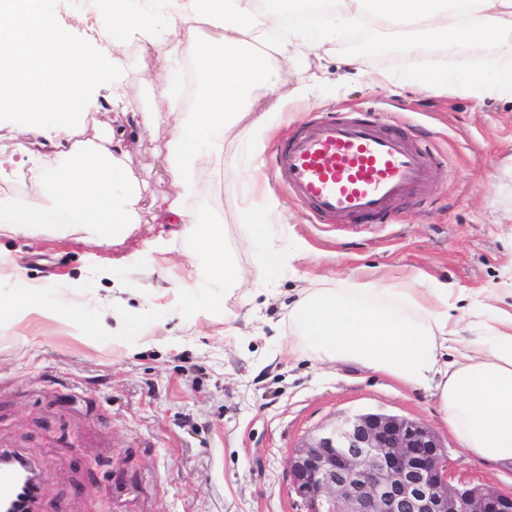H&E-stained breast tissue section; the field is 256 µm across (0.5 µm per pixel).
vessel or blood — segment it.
<instances>
[{
    "instance_id": "1",
    "label": "vessel or blood",
    "mask_w": 512,
    "mask_h": 512,
    "mask_svg": "<svg viewBox=\"0 0 512 512\" xmlns=\"http://www.w3.org/2000/svg\"><path fill=\"white\" fill-rule=\"evenodd\" d=\"M274 161L290 194L319 224L388 212L429 175L427 156L404 136L367 118L336 115L285 141ZM37 469L30 455L0 448V512L15 502L23 512H39V490L28 479Z\"/></svg>"
}]
</instances>
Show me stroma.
I'll return each instance as SVG.
<instances>
[{
    "instance_id": "35a3bbf8",
    "label": "stroma",
    "mask_w": 512,
    "mask_h": 512,
    "mask_svg": "<svg viewBox=\"0 0 512 512\" xmlns=\"http://www.w3.org/2000/svg\"><path fill=\"white\" fill-rule=\"evenodd\" d=\"M348 40L316 59L326 82L309 100L275 108L257 89L239 115L247 136L201 161L191 196L165 164L182 119L157 86L165 62L127 47L121 85L135 109L102 119L122 134V165L146 188L139 222L69 237L0 224V254L26 274L0 272V448L37 460L40 512H300L293 448L359 411L424 424L453 480L512 493V465L466 451L432 391L280 347L288 307L311 280L417 275L448 287L452 317L472 329L486 296L512 312V99L436 88L443 71L502 80L493 48L444 58L407 50L395 34L354 50ZM381 72L398 93L376 84ZM333 113L369 116L430 154L429 178L388 223L316 224L286 193L272 164L278 144ZM174 204L223 225L237 289L209 283L189 225L169 221ZM269 211L281 222L264 225ZM171 236L174 250L151 251ZM33 284L40 310L15 314Z\"/></svg>"
}]
</instances>
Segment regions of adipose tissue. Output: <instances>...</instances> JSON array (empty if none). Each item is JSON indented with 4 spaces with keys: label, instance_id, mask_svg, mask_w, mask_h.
<instances>
[{
    "label": "adipose tissue",
    "instance_id": "adipose-tissue-1",
    "mask_svg": "<svg viewBox=\"0 0 512 512\" xmlns=\"http://www.w3.org/2000/svg\"><path fill=\"white\" fill-rule=\"evenodd\" d=\"M298 0H106L103 15L84 19L83 38L43 0H0V112L21 111L18 156L41 175L35 198H0V224L38 231H98L133 224L143 196L124 178L113 134L87 137L108 93L112 109L135 106L121 88L124 51L138 44L170 68L193 60L208 78L186 113L166 163L185 195L196 192L202 156L224 154L238 116L255 88L277 95L299 58L328 52L337 24L406 35L410 49L436 44L447 55L484 35L499 67L512 69V0H324L314 15L318 36L289 21ZM40 137L51 151L30 152ZM171 223H191L208 276L235 279L224 254V228L189 221L177 206ZM290 342L324 364H355L430 388L464 448L479 458L512 463V314L497 317L479 338L464 340L448 313V290L413 277L375 276L339 286L303 288L288 311Z\"/></svg>",
    "mask_w": 512,
    "mask_h": 512
}]
</instances>
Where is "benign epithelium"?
<instances>
[{
  "label": "benign epithelium",
  "mask_w": 512,
  "mask_h": 512,
  "mask_svg": "<svg viewBox=\"0 0 512 512\" xmlns=\"http://www.w3.org/2000/svg\"><path fill=\"white\" fill-rule=\"evenodd\" d=\"M289 472L304 512H512V493L450 484L437 435L394 414L335 418L292 451Z\"/></svg>",
  "instance_id": "1"
}]
</instances>
